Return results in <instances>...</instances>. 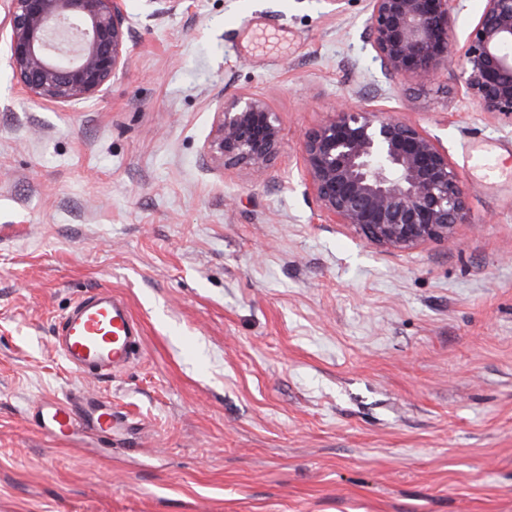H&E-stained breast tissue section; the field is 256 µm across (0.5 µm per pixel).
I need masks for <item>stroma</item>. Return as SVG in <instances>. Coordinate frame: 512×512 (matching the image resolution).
<instances>
[{
  "label": "stroma",
  "mask_w": 512,
  "mask_h": 512,
  "mask_svg": "<svg viewBox=\"0 0 512 512\" xmlns=\"http://www.w3.org/2000/svg\"><path fill=\"white\" fill-rule=\"evenodd\" d=\"M125 72L33 104L0 49V512H512V116L453 76L386 81L367 0H126ZM277 112L263 181L205 153L217 102ZM426 130L467 218L398 251L326 223L303 134L338 103ZM109 288L134 361L53 334ZM45 395L121 422L50 438ZM142 327L127 303L109 289L79 299L59 322L55 350L82 374L112 376L135 356Z\"/></svg>",
  "instance_id": "1"
}]
</instances>
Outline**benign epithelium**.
<instances>
[{"mask_svg":"<svg viewBox=\"0 0 512 512\" xmlns=\"http://www.w3.org/2000/svg\"><path fill=\"white\" fill-rule=\"evenodd\" d=\"M368 42L381 74L423 83L460 69L464 94L485 112L512 115V0H485L464 44L451 39L461 0H370ZM124 0H10L0 21L8 63L35 103L96 97L127 66ZM269 103L236 95L218 103L210 158L266 174L282 147ZM308 186L335 224L372 243L405 250L453 233L466 216L458 174L437 140L385 112L339 108L306 131Z\"/></svg>","mask_w":512,"mask_h":512,"instance_id":"1","label":"benign epithelium"}]
</instances>
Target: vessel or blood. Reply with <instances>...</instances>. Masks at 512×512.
I'll return each instance as SVG.
<instances>
[{
  "instance_id": "obj_1",
  "label": "vessel or blood",
  "mask_w": 512,
  "mask_h": 512,
  "mask_svg": "<svg viewBox=\"0 0 512 512\" xmlns=\"http://www.w3.org/2000/svg\"><path fill=\"white\" fill-rule=\"evenodd\" d=\"M142 327L127 303L108 289L79 299L59 322L53 338L55 350L77 372L109 376L126 367L135 356ZM36 414L48 435L87 426L111 431L112 410L106 404L87 401L80 407L55 398H43Z\"/></svg>"
}]
</instances>
